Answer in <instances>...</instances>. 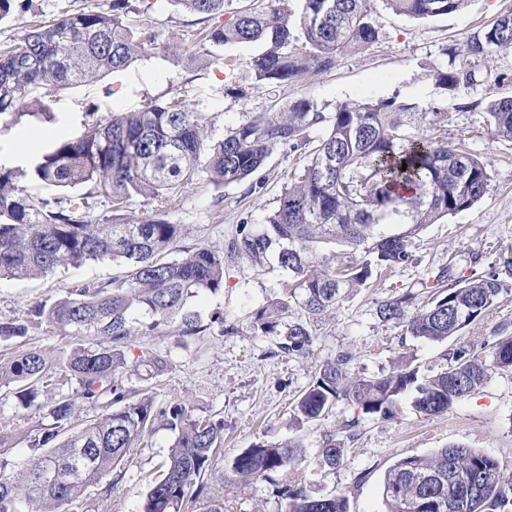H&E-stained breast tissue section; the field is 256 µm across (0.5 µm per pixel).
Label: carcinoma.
Returning <instances> with one entry per match:
<instances>
[{
	"label": "carcinoma",
	"instance_id": "obj_1",
	"mask_svg": "<svg viewBox=\"0 0 512 512\" xmlns=\"http://www.w3.org/2000/svg\"><path fill=\"white\" fill-rule=\"evenodd\" d=\"M173 2L206 18L224 14L225 0ZM298 2L296 10L288 0L241 10L232 21L205 30L203 41L259 45L255 78L270 85L295 81L312 69L326 71L337 56L364 51L378 39L372 0ZM464 2L385 0L394 14L411 19L448 15ZM130 13L129 0H113L110 13L35 20L21 37L0 45V117L18 119L27 109L47 115L58 90L122 70L151 51L154 39L132 25ZM509 50L512 8L448 48V67L432 77L448 90L468 86L479 63ZM446 116L432 108L419 111L396 96L342 102L331 113L300 99L213 142L201 113L182 103H152L93 122L43 155L32 174L57 191L52 199L32 196L22 182L26 173L0 166V278L42 277L89 261L123 267L109 281L72 286L49 306H32L21 320L0 321V342L24 337L36 326L75 340L58 357L33 347L0 360V390L17 400L13 417L0 422V512H73L86 504V491L100 484L110 496L127 455L160 427L172 433V443L136 512H195L201 505L204 512H224V503L210 499L207 482L223 457L224 421L163 401L150 384L127 387L129 340L138 332L155 336L175 321L183 337L213 327L224 334V322L205 324L186 306L203 293L223 290L226 264L245 259L288 272L294 280L290 298L300 310L299 318L283 323L285 304L273 302L255 312L254 328L276 337L282 353L308 356L319 323L342 298L378 270L408 262L428 226L471 209L488 193L490 176L480 157L427 135ZM485 121L493 137L512 143V97L490 98ZM317 128L324 134L314 141ZM284 145L311 148L310 160L293 174L264 224L239 225L225 253L199 245L168 258L182 227L164 216L196 175L205 173L216 186L241 182ZM88 183L92 189L75 192ZM135 196L148 198L155 214L123 217ZM100 203L112 216H95ZM444 279L447 293L428 306L411 310L414 294L405 291L381 302L378 318L407 327L416 339L441 343L481 318L505 291L496 276L457 277L451 265L437 275ZM353 361V352L343 349L319 366L296 400L297 422L313 423L339 403L392 420L406 397L422 416L444 413L482 390L490 370H512V334L496 340L488 360L460 347L443 354L436 371L402 360L389 373L356 379ZM169 365L145 344L133 369L145 371L142 380L148 382ZM84 406L98 414L80 424ZM33 410L40 414L35 422L29 420ZM357 425L354 418L344 424L343 438L323 442L319 466L346 464L345 444L357 437ZM20 441L28 450L24 459L13 454ZM304 448L296 439L254 443L232 457L230 483L250 485L277 475L285 482L281 512H349L346 497L313 496L294 473ZM43 468L57 477L48 490L39 484ZM509 495L512 481L498 460L459 444L398 459L381 485L385 512H489ZM428 500L435 508L426 511Z\"/></svg>",
	"mask_w": 512,
	"mask_h": 512
}]
</instances>
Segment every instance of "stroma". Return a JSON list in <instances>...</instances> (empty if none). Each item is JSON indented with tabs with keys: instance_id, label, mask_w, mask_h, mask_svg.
<instances>
[{
	"instance_id": "35a3bbf8",
	"label": "stroma",
	"mask_w": 512,
	"mask_h": 512,
	"mask_svg": "<svg viewBox=\"0 0 512 512\" xmlns=\"http://www.w3.org/2000/svg\"><path fill=\"white\" fill-rule=\"evenodd\" d=\"M130 3L144 31L155 36L154 50L124 70L60 90L51 103V118L25 116L0 126V165L26 171L33 196L49 194L30 171L36 158L53 149L57 137L74 138L88 123L174 99L203 113L212 138L218 140L228 129L302 98L331 112L345 101L396 95L420 108L445 112L437 136L465 143L486 162L490 176L481 202L421 234L412 247V262L382 272L373 287L349 296L326 317L307 357L281 354L274 337L251 327L258 308L285 300L287 273L276 267L259 269L244 259L227 266L223 291L190 304L203 320L223 315L225 334L211 329L184 339L171 323L151 339L171 361L155 379L161 399L187 403L196 413L223 420L228 458L262 439H302L307 491L345 495L350 512H383L381 483L389 467L401 457L426 455L450 444L483 450L512 480V371L492 372L481 392L438 416L416 415L407 405L395 420H358L349 461L333 470L317 467L314 458L325 437L340 435L344 423L358 419L357 410L341 404L311 424L296 423L291 412L294 398L319 365L340 348L353 349L351 374L359 378L390 372L403 356L433 370L446 351L468 346L485 354L502 332L512 333V273L500 259L501 252L512 251V143L493 139L484 124L489 97H512V51L492 56L481 65L474 84L459 91L441 88L431 76L433 69L447 66V48L490 25L512 7V0H466L457 12L425 20L397 16L384 0H373L379 38L369 49L339 55L329 70L272 86L255 78L251 62L257 45L206 48L194 38L204 27L200 16L172 0ZM111 9L112 0H29L26 9H15L0 21V41L22 35L35 13L50 20L66 11ZM308 161L305 150L281 146L250 180L218 187L206 177L195 178L167 214L170 223L184 229L178 249L204 245L225 251L239 224L263 223L291 175ZM449 265L464 277L498 276L507 289L483 317L442 343L417 340L404 328L379 320L378 304L407 290L415 294L416 306L426 305L441 288L436 275ZM119 272L111 262L90 261L44 278L1 279L0 321L21 318L36 303L53 302L70 285L107 281ZM171 439L162 429L147 447L134 449L111 499L101 501L94 487L87 492L90 503L101 505V512H135L145 479L166 456ZM362 471L365 481L356 482ZM209 484L212 497L223 501L224 512H280L283 503L278 480L233 487L216 473Z\"/></svg>"
}]
</instances>
